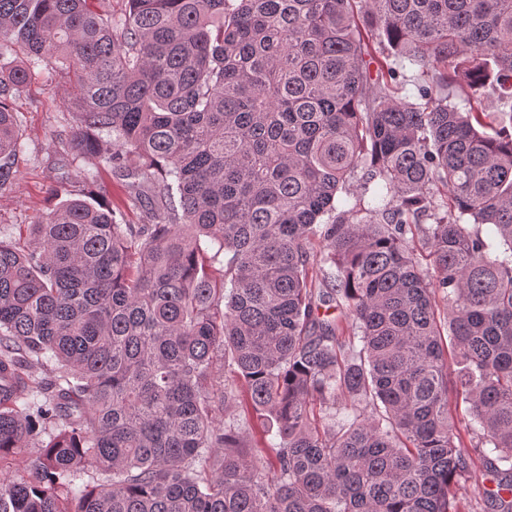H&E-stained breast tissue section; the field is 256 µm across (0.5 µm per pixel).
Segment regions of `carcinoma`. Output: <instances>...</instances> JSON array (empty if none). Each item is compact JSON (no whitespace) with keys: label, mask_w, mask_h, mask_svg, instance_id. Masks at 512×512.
Instances as JSON below:
<instances>
[{"label":"carcinoma","mask_w":512,"mask_h":512,"mask_svg":"<svg viewBox=\"0 0 512 512\" xmlns=\"http://www.w3.org/2000/svg\"><path fill=\"white\" fill-rule=\"evenodd\" d=\"M17 54L0 190L38 75L85 169L0 240V512H512V0H0ZM120 178L110 167L101 166L97 177L96 191L112 204L118 223L132 224L138 221V211L128 209L124 180ZM480 477H469L462 479L458 484V498L461 501V505L464 506L462 512H482V496L483 490L487 486L489 481H485ZM487 488V487H486Z\"/></svg>","instance_id":"cac0c4a2"}]
</instances>
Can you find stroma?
Listing matches in <instances>:
<instances>
[{
    "instance_id": "35a3bbf8",
    "label": "stroma",
    "mask_w": 512,
    "mask_h": 512,
    "mask_svg": "<svg viewBox=\"0 0 512 512\" xmlns=\"http://www.w3.org/2000/svg\"><path fill=\"white\" fill-rule=\"evenodd\" d=\"M63 79H33L15 96L14 107L25 149L19 153L11 186L0 192V239L27 244L20 230L39 223L53 207L60 177L81 182V166L69 163L62 136L71 120Z\"/></svg>"
}]
</instances>
